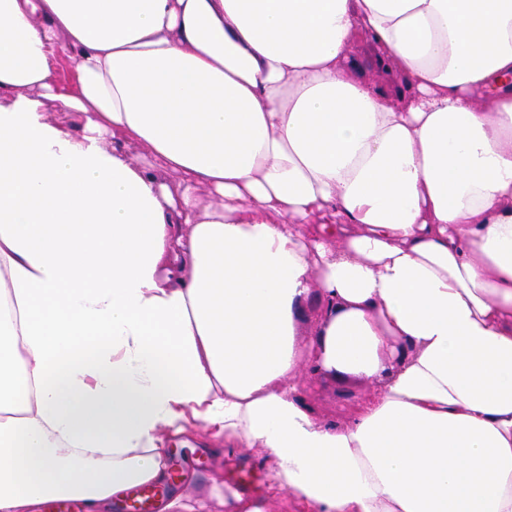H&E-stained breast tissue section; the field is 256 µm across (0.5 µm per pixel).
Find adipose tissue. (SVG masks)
<instances>
[{"label":"adipose tissue","instance_id":"obj_1","mask_svg":"<svg viewBox=\"0 0 512 512\" xmlns=\"http://www.w3.org/2000/svg\"><path fill=\"white\" fill-rule=\"evenodd\" d=\"M195 421L305 512H512V0H0V512ZM352 53L364 64V77L376 88L386 92H394L401 85V76L396 69L384 70L371 64L373 49L368 43L357 42ZM364 386L355 380L317 377L306 388L305 398L320 419L335 421L354 411Z\"/></svg>","mask_w":512,"mask_h":512}]
</instances>
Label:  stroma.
Listing matches in <instances>:
<instances>
[{"label":"stroma","instance_id":"stroma-1","mask_svg":"<svg viewBox=\"0 0 512 512\" xmlns=\"http://www.w3.org/2000/svg\"><path fill=\"white\" fill-rule=\"evenodd\" d=\"M363 388V383L355 380L318 377L307 387L305 398L320 419L333 421L354 411ZM223 445V438L199 426L182 437L167 440V478L162 484L165 495L183 494L191 505H202V512H227L210 495L211 478L219 473L225 485L238 487L257 501L263 512H299L294 493L272 486L276 469L273 457L249 448L230 452Z\"/></svg>","mask_w":512,"mask_h":512}]
</instances>
